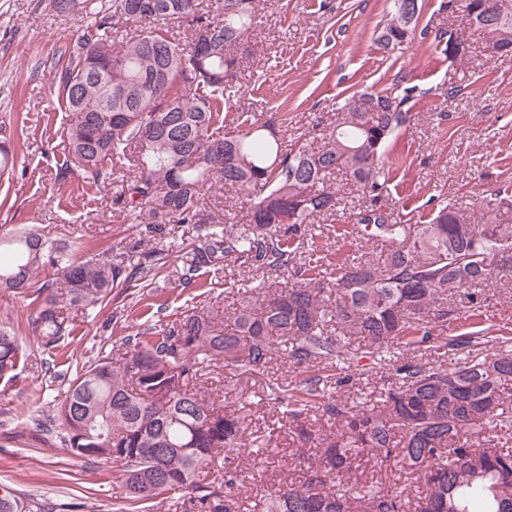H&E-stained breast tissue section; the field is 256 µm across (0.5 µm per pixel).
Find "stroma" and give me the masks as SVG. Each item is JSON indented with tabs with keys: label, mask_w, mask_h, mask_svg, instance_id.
<instances>
[{
	"label": "stroma",
	"mask_w": 512,
	"mask_h": 512,
	"mask_svg": "<svg viewBox=\"0 0 512 512\" xmlns=\"http://www.w3.org/2000/svg\"><path fill=\"white\" fill-rule=\"evenodd\" d=\"M393 0H260L240 82L224 106L225 123L276 117L286 145L320 143L324 127L363 94L414 87L405 105L413 119L386 145L398 164L377 203L394 218L426 224L446 203L480 217L490 200L502 224H512V54L491 52L487 32L470 25L457 0H422L411 43L380 49L376 38L390 20ZM87 18L62 15L51 0H0V132L18 142L0 230L34 225L56 236L72 232L82 256L122 248L135 235L119 200L120 183L79 190L78 179L56 183L65 145L66 114L58 102L54 64L81 35ZM462 30L464 59L448 58L441 38ZM341 204L316 221V260L336 261L371 251L357 237L352 213L364 197L337 176ZM196 233L188 224L166 225L154 244L168 255L150 288L113 291L108 304L72 314L70 334L58 350L44 349L31 332L33 296L0 288V327L18 336L22 358L15 379L0 380V486L54 512H142L131 504L104 460L74 458L48 430L76 367L152 324L195 307L223 310L246 274L230 265L204 267L197 286L185 285L183 266ZM477 317L462 315L447 333L481 329L512 338V276L484 287ZM302 372L274 364L268 378L221 369L212 382L229 404L242 408L251 429L272 438L264 479L300 480L288 463L293 443L264 399L268 382L302 381Z\"/></svg>",
	"instance_id": "obj_1"
}]
</instances>
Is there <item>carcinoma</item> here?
I'll return each instance as SVG.
<instances>
[{
	"instance_id": "1",
	"label": "carcinoma",
	"mask_w": 512,
	"mask_h": 512,
	"mask_svg": "<svg viewBox=\"0 0 512 512\" xmlns=\"http://www.w3.org/2000/svg\"><path fill=\"white\" fill-rule=\"evenodd\" d=\"M53 0L65 14L82 5L91 18L58 65L62 105L69 112L57 180L73 174L98 189L121 174L132 223L148 233L161 224H192L193 247L182 278L232 259L249 271L287 273L296 281L262 279L236 290L219 318L204 308L160 330L124 342L77 373L53 423L70 453L120 464L118 479L134 503L188 490L175 512H241L239 490L257 485V450L266 444L246 417L212 397L205 368L220 363L261 377L282 359L308 373L298 384L271 385L274 409L300 442L299 482L272 483L263 512H512V348L482 335L448 336L456 299L512 273V225L473 224L444 206L428 224L390 218L374 198L389 172L385 144L410 123L404 95H366L378 111L357 104L338 113L315 147L285 149L276 119L224 128L223 103L238 84V50L254 20L256 0ZM407 0H393L389 41L406 40ZM494 49L512 52V12L498 0H468ZM127 24L139 33L121 39ZM187 25L181 42L174 25ZM349 176L370 205L353 214L378 256L346 258L324 279L321 267L297 266L309 225L339 205L328 184ZM222 183L246 199L243 224L226 225L202 190ZM164 251L142 248L88 258L69 238L34 228L0 235V288L36 289L43 297L31 321L46 349L69 331L67 310L94 306L112 289L147 281ZM51 278L38 283L39 271ZM451 347L478 352L448 364ZM20 361L17 336L0 330V377ZM377 404L365 408L341 391L348 372L368 378L382 363ZM337 425L323 432L321 421ZM224 455V469L216 468ZM395 462L419 473L412 500L394 483L384 491L360 484L365 463ZM0 512H41L37 503L0 487Z\"/></svg>"
}]
</instances>
